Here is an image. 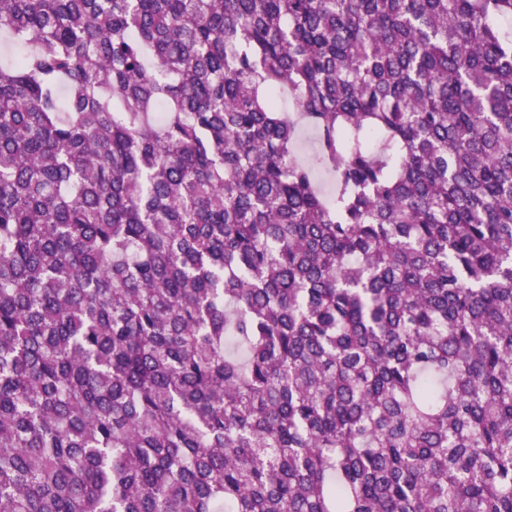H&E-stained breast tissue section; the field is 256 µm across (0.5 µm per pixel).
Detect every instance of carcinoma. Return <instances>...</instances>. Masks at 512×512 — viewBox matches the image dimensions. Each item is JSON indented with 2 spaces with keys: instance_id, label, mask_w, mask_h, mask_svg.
Here are the masks:
<instances>
[{
  "instance_id": "obj_1",
  "label": "carcinoma",
  "mask_w": 512,
  "mask_h": 512,
  "mask_svg": "<svg viewBox=\"0 0 512 512\" xmlns=\"http://www.w3.org/2000/svg\"><path fill=\"white\" fill-rule=\"evenodd\" d=\"M504 18L0 0V512H512Z\"/></svg>"
}]
</instances>
